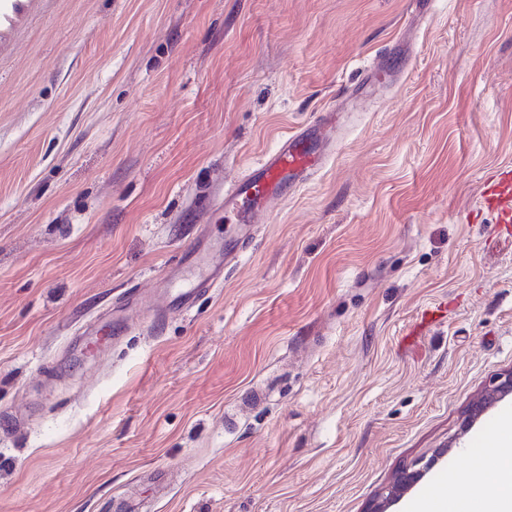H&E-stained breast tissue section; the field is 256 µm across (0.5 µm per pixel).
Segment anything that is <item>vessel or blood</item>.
Returning <instances> with one entry per match:
<instances>
[{
	"label": "vessel or blood",
	"instance_id": "b4317fda",
	"mask_svg": "<svg viewBox=\"0 0 512 512\" xmlns=\"http://www.w3.org/2000/svg\"><path fill=\"white\" fill-rule=\"evenodd\" d=\"M41 0H0V54L9 52L28 19L39 10ZM324 124L303 125L283 136L231 188L218 195L224 221L240 227L238 247L224 250L219 263H211L209 253L191 246L184 250L170 277L177 285L168 289L169 307L193 308L209 289L222 287L224 271L238 263L239 248L247 244L252 225L261 223L271 204L282 199L288 188L319 170L325 160L320 143ZM483 203L503 227L512 226V167L501 168L496 179L483 191Z\"/></svg>",
	"mask_w": 512,
	"mask_h": 512
}]
</instances>
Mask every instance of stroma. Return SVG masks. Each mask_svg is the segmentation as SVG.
<instances>
[{
  "label": "stroma",
  "mask_w": 512,
  "mask_h": 512,
  "mask_svg": "<svg viewBox=\"0 0 512 512\" xmlns=\"http://www.w3.org/2000/svg\"><path fill=\"white\" fill-rule=\"evenodd\" d=\"M341 112L223 287L91 336ZM512 0H43L0 56V512H368L512 368ZM446 308L418 342L422 309ZM483 203L496 215L497 224L510 231L512 224V167L500 169L496 179L483 191Z\"/></svg>",
  "instance_id": "stroma-1"
}]
</instances>
